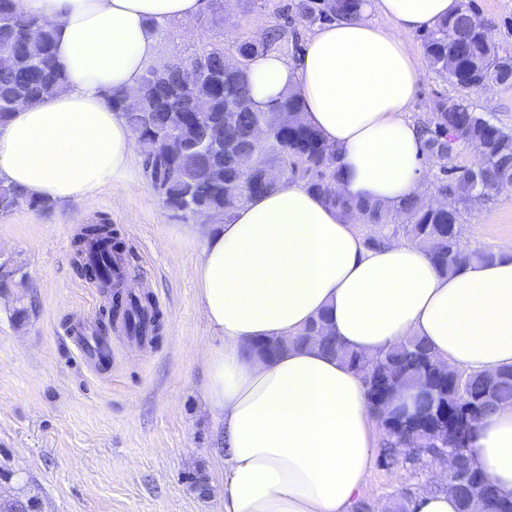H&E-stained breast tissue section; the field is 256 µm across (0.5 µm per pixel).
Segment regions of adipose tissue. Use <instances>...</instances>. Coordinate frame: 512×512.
<instances>
[{
  "mask_svg": "<svg viewBox=\"0 0 512 512\" xmlns=\"http://www.w3.org/2000/svg\"><path fill=\"white\" fill-rule=\"evenodd\" d=\"M460 0H362L358 16L318 28L294 61L267 53L248 70L252 100L287 95L338 152L336 187L398 208L423 190L422 139L405 117L421 71L407 35L434 28ZM57 30L62 93L0 126V182L60 203L94 198L131 172L134 135L116 94L156 61L165 23L204 0H20ZM391 20L382 28L368 19ZM196 294L221 340L206 358L209 403L224 425V512H353L377 452L366 383L340 357L296 345L266 358L254 346L293 339L320 313L342 348L373 359L423 339L452 368L512 367V248L442 273L426 247L367 248L351 221L305 184L282 182L226 216L206 238ZM469 457L512 500V406L481 417Z\"/></svg>",
  "mask_w": 512,
  "mask_h": 512,
  "instance_id": "adipose-tissue-1",
  "label": "adipose tissue"
}]
</instances>
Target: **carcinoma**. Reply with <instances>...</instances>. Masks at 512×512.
Returning <instances> with one entry per match:
<instances>
[{"label":"carcinoma","mask_w":512,"mask_h":512,"mask_svg":"<svg viewBox=\"0 0 512 512\" xmlns=\"http://www.w3.org/2000/svg\"><path fill=\"white\" fill-rule=\"evenodd\" d=\"M359 2L300 0L297 10L314 23L352 16ZM477 12L474 0H464L459 12L432 29L423 45L437 75L448 77V62L454 63L457 76L453 82L461 90L456 96L437 97L432 112L418 124L425 155L441 173L435 192H449L460 202L452 211L433 210L423 197L393 211L381 204L341 196L336 190V149L303 122L302 105L293 95L273 109L276 128L267 145H255L253 130L264 111L253 105L245 71L254 56L284 38L280 28L268 32L266 41L259 45L250 40L236 45L240 67L232 72L224 70L229 52L205 45L181 69L172 64L150 67L139 84L138 110H126L120 95L113 97L112 105L122 112L136 136L153 140L154 150L143 164L145 176L163 204L185 218L204 209L211 217L224 219L250 199L273 191L276 185L266 180L265 171L279 165L287 176L304 173L312 191L340 208L353 224L367 227V246L377 247L396 235L420 239L442 272H454L467 260L495 257L491 250L461 248L456 225L464 219L465 203L477 192L486 193L491 200L498 185L512 181V129L477 111L464 95L484 81L512 84V53L488 39L491 21L485 19L481 28L474 27ZM54 45L50 26L24 18L16 0H0V53L12 57V65L0 69V125L19 106L61 90L63 77L54 61ZM461 141L478 149V161L471 169L462 167L450 173L448 160ZM22 204L33 210L49 207L18 187L0 183V215ZM74 249L76 273L112 290L111 317L121 316L125 323H131L132 316L140 311L139 301L120 297L124 280L114 281L108 272L113 258L121 257L123 251L112 224L102 218L97 224L83 225ZM326 321V316H319L296 342L314 341L320 348L342 355L363 374L370 403L387 436L389 450L383 453V462L390 463L392 448H430L434 435L441 434L448 439V453L454 457L458 512H465L467 501L473 497L485 500L493 512H512V501L498 499L491 478L473 468L468 457L473 422L501 406L512 405V367L497 371L493 379L466 372L460 378L457 370L416 337L370 362L338 347L326 332ZM421 386L429 387V391L421 395L414 416L398 419L388 411L393 394Z\"/></svg>","instance_id":"obj_1"}]
</instances>
